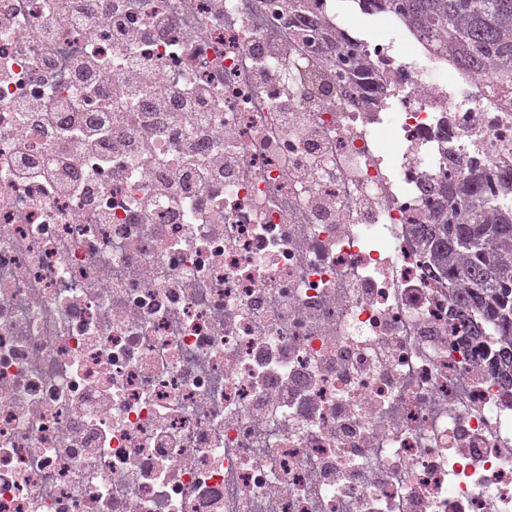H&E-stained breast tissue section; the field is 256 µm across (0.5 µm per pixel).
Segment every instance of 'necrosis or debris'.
Returning <instances> with one entry per match:
<instances>
[{
  "mask_svg": "<svg viewBox=\"0 0 512 512\" xmlns=\"http://www.w3.org/2000/svg\"><path fill=\"white\" fill-rule=\"evenodd\" d=\"M362 18L0 0V512H512L500 341L421 243L449 156L512 166V96Z\"/></svg>",
  "mask_w": 512,
  "mask_h": 512,
  "instance_id": "4bbe7bcc",
  "label": "necrosis or debris"
}]
</instances>
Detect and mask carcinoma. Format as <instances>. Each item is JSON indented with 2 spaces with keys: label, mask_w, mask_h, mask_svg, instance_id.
Returning <instances> with one entry per match:
<instances>
[{
  "label": "carcinoma",
  "mask_w": 512,
  "mask_h": 512,
  "mask_svg": "<svg viewBox=\"0 0 512 512\" xmlns=\"http://www.w3.org/2000/svg\"><path fill=\"white\" fill-rule=\"evenodd\" d=\"M437 41L459 69L492 72L512 93V0H376ZM512 167L493 175L467 167L462 177L437 176L425 185L432 215L422 242L432 265L448 278L452 302L471 336L502 342L491 368L512 377Z\"/></svg>",
  "instance_id": "carcinoma-1"
}]
</instances>
